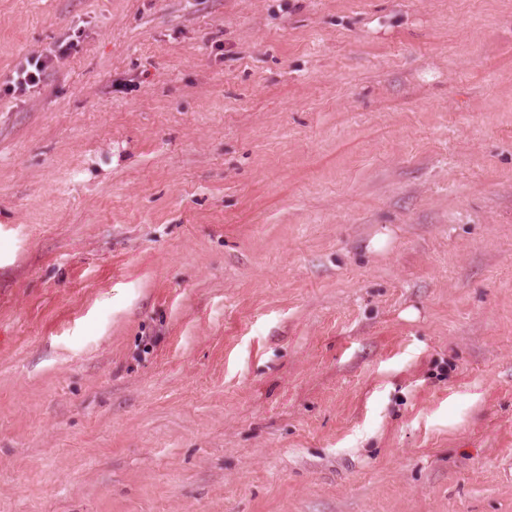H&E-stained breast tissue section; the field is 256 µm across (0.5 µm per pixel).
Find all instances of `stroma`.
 <instances>
[{
    "mask_svg": "<svg viewBox=\"0 0 512 512\" xmlns=\"http://www.w3.org/2000/svg\"><path fill=\"white\" fill-rule=\"evenodd\" d=\"M0 512H512V0H0ZM49 63V58L47 56L42 58V55L27 59L26 66L15 71V76L10 82L8 91L25 93L30 88L39 85L49 67Z\"/></svg>",
    "mask_w": 512,
    "mask_h": 512,
    "instance_id": "stroma-1",
    "label": "stroma"
}]
</instances>
